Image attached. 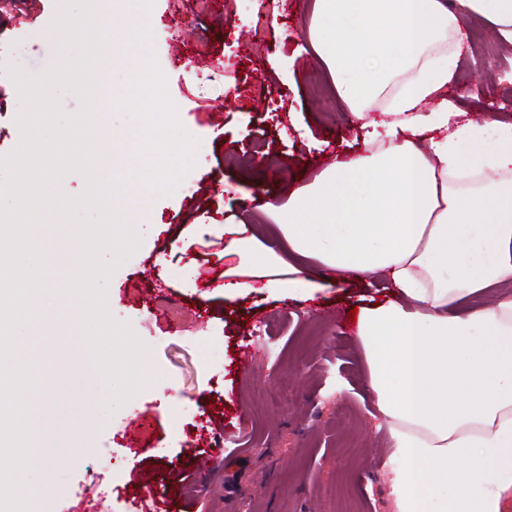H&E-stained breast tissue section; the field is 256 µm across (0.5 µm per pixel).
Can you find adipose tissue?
I'll return each mask as SVG.
<instances>
[{
  "instance_id": "ef3b65f1",
  "label": "adipose tissue",
  "mask_w": 512,
  "mask_h": 512,
  "mask_svg": "<svg viewBox=\"0 0 512 512\" xmlns=\"http://www.w3.org/2000/svg\"><path fill=\"white\" fill-rule=\"evenodd\" d=\"M470 17L512 45V0H314L311 46L365 147L267 203L280 237L224 219L225 298H312L322 283L295 256L385 275L390 297L360 309L355 334L396 512H501L512 490V123L461 121L445 96Z\"/></svg>"
}]
</instances>
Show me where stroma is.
Returning a JSON list of instances; mask_svg holds the SVG:
<instances>
[{"label": "stroma", "mask_w": 512, "mask_h": 512, "mask_svg": "<svg viewBox=\"0 0 512 512\" xmlns=\"http://www.w3.org/2000/svg\"><path fill=\"white\" fill-rule=\"evenodd\" d=\"M59 0H0V156L21 142V99L9 74L16 67L44 74L62 47L51 25ZM157 65L184 130L198 142L195 163L168 196L145 199L136 220L137 247L116 267L106 289L114 320L129 324L151 351L150 383L115 410L103 407L101 374L61 388L43 434L46 452L31 459L28 487H42L48 512H69L79 485L94 478L112 487V512H126L151 476L150 493L167 512H395L390 441L366 388L367 367L349 309L382 298L380 282L348 279L315 299L254 294L225 300L226 212L262 221L269 197L287 201L332 159L361 147L364 132L344 103L328 112L311 91L313 77L334 79L309 43L313 0H152L146 9ZM268 18L256 27L257 17ZM474 38L460 55L453 83L484 85L485 96L455 97L475 123L496 114L512 122V48L498 43L480 19L465 20ZM231 58L233 69L200 78L202 60ZM132 67L117 54L103 97L109 129L127 139L136 118L114 100ZM206 225L191 247L180 238ZM195 305L198 322L174 325L156 317L151 293ZM252 349L250 372L239 353ZM296 387L281 407L280 379ZM99 400L92 420L81 404ZM138 418L137 431L129 421ZM84 427L75 448L59 443L62 429ZM230 445L210 471L199 464L216 436ZM190 474L187 482L179 473Z\"/></svg>", "instance_id": "obj_1"}]
</instances>
